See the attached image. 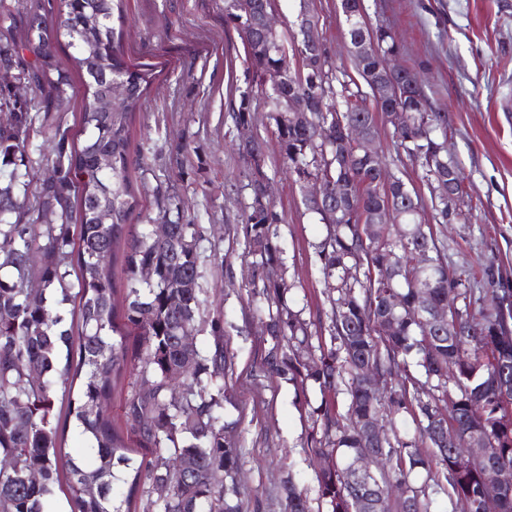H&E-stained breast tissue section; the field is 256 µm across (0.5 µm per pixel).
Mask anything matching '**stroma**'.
I'll list each match as a JSON object with an SVG mask.
<instances>
[{
  "instance_id": "stroma-1",
  "label": "stroma",
  "mask_w": 512,
  "mask_h": 512,
  "mask_svg": "<svg viewBox=\"0 0 512 512\" xmlns=\"http://www.w3.org/2000/svg\"><path fill=\"white\" fill-rule=\"evenodd\" d=\"M271 9L281 32L300 11L315 15L333 68L355 74L339 0H272ZM363 17L368 26L391 29L398 63L417 75L432 110L445 115L448 158L467 189L439 227L449 263L468 269L473 287L489 297L512 302V0H363ZM121 44L128 62L152 69L131 125L133 221L157 224L181 213L204 226L203 312L223 316L232 370L224 420L234 423L231 437L241 449L242 512H284V481L310 492L317 487L300 402L319 405L321 394L313 387L299 394L292 382L261 366L272 340L262 323L264 302L250 284L242 233L248 170L229 117L241 94L252 99V132L263 144L270 200L284 223L294 283L289 304L313 321L327 316L334 293L315 261L326 227L307 208L283 161L266 84L237 31L225 25L224 0H126ZM54 63L70 81L60 111L79 130L83 78L70 49H58Z\"/></svg>"
}]
</instances>
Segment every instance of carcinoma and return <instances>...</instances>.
I'll return each instance as SVG.
<instances>
[{
  "label": "carcinoma",
  "mask_w": 512,
  "mask_h": 512,
  "mask_svg": "<svg viewBox=\"0 0 512 512\" xmlns=\"http://www.w3.org/2000/svg\"><path fill=\"white\" fill-rule=\"evenodd\" d=\"M270 8V0H224V24L233 26L244 42L256 72L277 69L286 55H303L305 78L266 93L271 120L288 172L301 182L304 175H331L345 180L352 201L337 215H321L326 236L317 245V262L325 280L333 282L336 297L329 299L328 335L317 336L302 311L288 305L294 284L286 277L281 247L282 218L271 203L259 201L265 157L260 142L242 146L249 170L251 202L242 225L251 262V285L267 304L266 327L274 341L263 365L306 392L319 389L321 403L309 412L306 435L309 465L316 469L317 497L293 482L282 486L285 512H434L438 500L448 499L468 512H483L488 481L495 477L501 493L498 512H512V328L498 306H489L470 287V277L448 274V253L433 225L422 221L424 201L406 173L397 171L392 183L400 199L396 223L382 226L375 240L364 238L365 222L384 202L378 184L382 156L355 150L341 134V123L362 122L378 136V122H387L392 104L414 115L412 125L393 130L396 152L404 153L424 171L429 184H460L458 166L448 168L441 147L444 117L423 108L425 95L410 75L398 76L399 96L368 107L361 87L342 80L329 64L326 51L309 49L294 32L269 34L256 18ZM351 38H368L377 52L356 62L363 81L383 69L385 55L399 50L391 30L370 28L363 21L362 0H340ZM101 14L102 32L87 35L81 18ZM123 18V0H0V34L12 33L19 20L38 23L35 40L11 42L19 75L44 92L43 98L21 100L0 85V107L13 109L7 124L23 129L16 137L0 131V160L11 166L0 182V457L10 466L0 469V512H46L55 486L66 485L72 512H137L132 497H145L142 512H241L236 475L239 448L224 423L226 357L221 315L212 317L213 336L194 352V365L182 378L172 372L184 368L186 351L181 330L196 328L202 305L200 280L206 263L200 242L204 227L189 220L171 223V236L157 241L147 226L131 223L136 208L129 177L133 163L130 128L144 96L145 75L123 60L113 19ZM68 38L73 60L84 77L80 112L82 144L57 115L41 123L53 144L54 189L30 191L27 143L34 121L63 102L68 81L54 74L52 56L40 44ZM129 85V102L121 110L98 111L105 96L103 75ZM342 99V104L335 99ZM314 108L311 121L283 125L276 117L288 101ZM230 117L234 124L252 125L249 94L242 93ZM322 125L329 146L312 138L313 123ZM112 156V171L102 173L96 156ZM414 202H408V198ZM79 206V238L71 235L74 206ZM52 210L56 223L37 224L36 211ZM127 241L123 255L127 271L122 309H117L114 266L117 248ZM427 264L416 267L418 251ZM111 254L102 265L98 254ZM37 253L39 261H30ZM363 255L365 264L353 268ZM153 270L152 281L139 278V267ZM278 270L273 278L266 267ZM76 282H71L70 277ZM36 280L41 292L31 299L25 285ZM77 292H72V289ZM456 289L458 307L466 319L459 330L429 322L430 310L448 301ZM397 292L404 307L393 313L389 298ZM79 297L80 329L64 328L59 306ZM396 320L381 339L388 317ZM139 337L140 380L124 402L128 432L149 455L131 464L121 432L112 423L110 402L116 381L128 361L127 331ZM66 358H61V350ZM317 352L304 363L303 350ZM370 363L388 378L390 390L377 394L361 384L360 366ZM452 401L448 426L461 440L441 448L435 417L440 404ZM79 423L90 457L62 453L66 421L55 416V402ZM385 429L384 442L373 444L359 424L367 416ZM408 416L415 424L411 436L398 432L395 421ZM484 441L480 455L464 439ZM428 449L424 455L420 449ZM383 452L384 471L357 474L350 461ZM336 456L324 468L320 460ZM188 467L181 468L178 462ZM38 469L40 479H27ZM133 474L126 507L114 504L117 472ZM165 485V497L152 498ZM398 486L396 497L389 495Z\"/></svg>",
  "instance_id": "1"
}]
</instances>
